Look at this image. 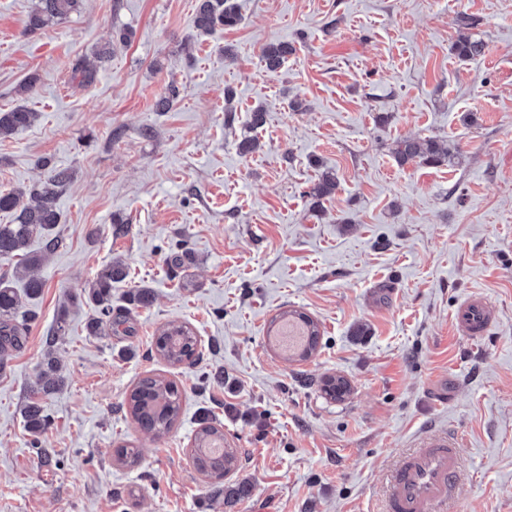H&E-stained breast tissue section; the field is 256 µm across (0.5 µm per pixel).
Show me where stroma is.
<instances>
[{"label": "stroma", "mask_w": 512, "mask_h": 512, "mask_svg": "<svg viewBox=\"0 0 512 512\" xmlns=\"http://www.w3.org/2000/svg\"><path fill=\"white\" fill-rule=\"evenodd\" d=\"M235 2L239 24L212 34L196 29L195 0H82L27 35L33 0H0V109L40 114L0 140V190L44 179L43 157L72 171L60 245L36 270L43 292L24 300L22 342L0 364V512H384L390 469L444 429L462 442L452 512H512V0ZM123 29L130 43L112 46ZM464 33L483 56H455ZM281 42L295 51L267 72L262 50ZM106 47L92 84L72 80ZM172 82L180 97L156 111ZM246 137L260 147L243 156ZM406 138L457 155L401 166ZM325 171L338 188L317 200ZM116 257L127 275L112 305L132 333L92 336L95 309L72 298ZM141 286L154 302L128 307ZM473 292L497 316L478 342L451 322ZM286 310L320 327L308 358L267 336ZM61 312L67 380L43 400L34 448L21 410ZM172 322L196 332L194 366L156 354ZM214 370L223 383L203 384ZM147 375L182 391L160 438L127 412ZM329 375L348 381L344 399L322 392ZM206 416L252 485L231 506L207 496L190 459ZM123 445L139 448L137 465L118 460Z\"/></svg>", "instance_id": "35a3bbf8"}]
</instances>
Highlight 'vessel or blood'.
Wrapping results in <instances>:
<instances>
[{
  "label": "vessel or blood",
  "instance_id": "obj_1",
  "mask_svg": "<svg viewBox=\"0 0 512 512\" xmlns=\"http://www.w3.org/2000/svg\"><path fill=\"white\" fill-rule=\"evenodd\" d=\"M496 315L481 295L457 305L452 324L462 336L488 335ZM460 455L455 437L439 433L414 443L387 483V512H447L457 493Z\"/></svg>",
  "mask_w": 512,
  "mask_h": 512
}]
</instances>
